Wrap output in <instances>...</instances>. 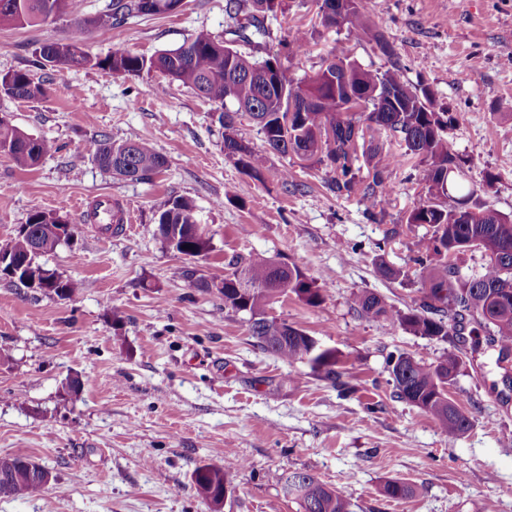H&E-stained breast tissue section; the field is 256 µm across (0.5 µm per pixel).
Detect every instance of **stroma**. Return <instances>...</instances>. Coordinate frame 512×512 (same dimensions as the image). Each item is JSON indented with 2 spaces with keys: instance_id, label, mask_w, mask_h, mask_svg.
I'll list each match as a JSON object with an SVG mask.
<instances>
[{
  "instance_id": "obj_1",
  "label": "stroma",
  "mask_w": 512,
  "mask_h": 512,
  "mask_svg": "<svg viewBox=\"0 0 512 512\" xmlns=\"http://www.w3.org/2000/svg\"><path fill=\"white\" fill-rule=\"evenodd\" d=\"M224 4L184 0L176 13L94 30L85 49L150 56L202 32L220 36ZM367 7L408 81L431 87L452 112L448 143L479 187L474 203L512 214V0ZM317 12L316 0H280L264 20L261 53L276 56L292 82L308 81L331 56L387 68L374 41L323 26ZM292 29L306 39L298 56L282 45ZM68 32L65 17L0 24V74L29 69L49 89L39 100L0 96V116L57 146L32 170L0 153V242L33 212L60 216L78 233L44 261L81 284L61 299L0 278V457L21 452L52 474L35 496L0 498V512H300L281 488L284 474L300 470L347 491L352 512H512V391L495 351L391 331L356 310L365 291L402 312L415 304L417 283L383 278L376 266L414 268L426 229L406 224L421 194L406 173L418 158L389 171L391 200L371 215L359 196L328 192L331 172L312 159L269 155L263 180H252L224 156L218 106L193 90L157 73L33 69L35 49ZM99 133L116 144L149 142L167 164L147 180L114 176L84 156ZM285 171L298 191L283 188ZM488 173L496 181L485 190ZM174 197L193 200L213 243L208 256L187 259L158 239L155 220ZM102 198L133 213L131 232L105 235L86 222L84 207ZM256 255L322 286L319 306L287 293L267 312L334 350L349 393L307 364L263 352L248 314L182 275L192 265L219 280L229 261ZM451 352L466 365L448 395L473 422L454 442L394 398L387 369L393 355L435 363ZM72 377L81 381L75 395ZM229 452L244 467L216 506L193 472ZM390 480L416 486V495L387 497Z\"/></svg>"
}]
</instances>
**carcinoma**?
Instances as JSON below:
<instances>
[{"label":"carcinoma","mask_w":512,"mask_h":512,"mask_svg":"<svg viewBox=\"0 0 512 512\" xmlns=\"http://www.w3.org/2000/svg\"><path fill=\"white\" fill-rule=\"evenodd\" d=\"M251 14L239 18L242 0H227L225 34L245 43L252 37L265 36L259 15L273 13L277 0H249ZM364 0H349L341 20L321 16L328 27L347 26L358 39L375 42L380 52L391 59V67L380 71L365 69L342 59L325 61L306 87L293 86L286 75L271 76L278 65L274 58H259L241 52L208 33H200L177 48L162 50L145 57L124 49H114L103 57L83 51L80 57L62 51L55 42H46L36 51V64L60 69H98L109 75H140L158 72L172 82L194 90L219 105L218 116L224 129V155L250 178L262 180L266 154L288 155L303 150L307 157H318L334 173L327 189L336 195L361 192L369 207L392 194L385 181L387 170L399 165L396 155L383 148L382 139L403 142L407 151L420 157L424 165V197L409 212L406 223L424 225L425 236L417 240L419 283L417 308L401 313L378 294L365 292L357 297L360 313L381 319L390 327L408 330L416 336L446 340L475 337L473 348L485 336L486 345L498 349L496 363L512 355V214L490 207L466 212L474 189L463 180L461 160L448 146V130L454 117L437 102L434 93L411 85L395 61L393 44L381 31H371ZM183 0H109L96 15L77 14L75 0H0V23L18 26H43L65 15L72 17L71 28L63 41L85 46L94 29L120 28L132 18L163 15L177 11ZM285 47L293 55L305 52L302 32L288 31ZM47 89L26 71L17 70L0 76V93L11 98L36 100ZM251 110V118L263 135L264 150H252L237 134L240 107ZM56 147L53 142L29 134L0 117V152L6 153L21 169L33 168ZM362 152L373 170L368 182L358 176L357 152ZM87 154L101 168L126 180L150 178L165 166V159L147 142L112 143L102 135L91 140ZM27 223L32 233L15 235L0 244V254L16 258L29 255L38 245L45 256L60 245L49 230L51 224H63L61 217L36 211ZM195 204L184 197L168 201L156 224H195ZM180 252L190 258L211 252L208 237L190 233L180 235ZM481 253L477 269L461 272L456 256L466 252ZM38 270L51 280L48 292L71 297L80 283L39 264ZM217 292L224 296V307L249 313V329L264 351L290 364L308 363L336 381V355L320 347L314 337L284 321L266 314L270 293H293L307 305L323 301L322 288L299 269L289 268L263 255L251 258L220 280ZM464 365L463 357L451 352L437 363L427 364L400 354L390 358L388 369L397 398L419 408L438 421L454 441L472 427L468 415L448 397ZM237 463L206 464L198 467L193 479L197 490L216 499L231 487ZM41 465L23 454L0 457V495L25 497L40 493L48 481L39 471ZM284 491L295 496L302 512H352L349 494L320 482L307 471H295L284 477ZM416 489L397 480L384 485L386 496L397 499L410 496Z\"/></svg>","instance_id":"cac0c4a2"}]
</instances>
